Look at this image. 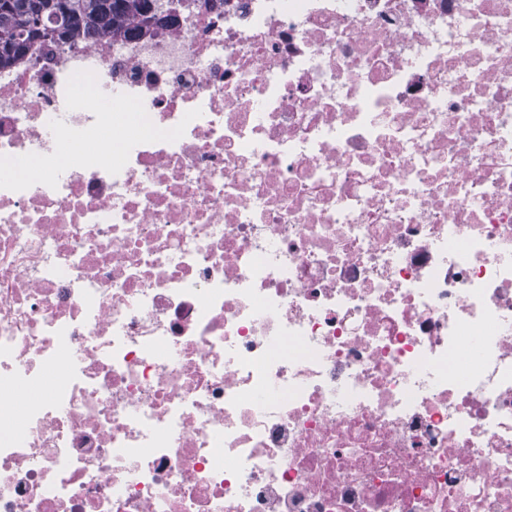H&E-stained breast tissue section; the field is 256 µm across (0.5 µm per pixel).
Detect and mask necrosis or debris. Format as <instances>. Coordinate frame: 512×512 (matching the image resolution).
Returning <instances> with one entry per match:
<instances>
[{
    "label": "necrosis or debris",
    "mask_w": 512,
    "mask_h": 512,
    "mask_svg": "<svg viewBox=\"0 0 512 512\" xmlns=\"http://www.w3.org/2000/svg\"><path fill=\"white\" fill-rule=\"evenodd\" d=\"M163 9L0 68V512H512V0Z\"/></svg>",
    "instance_id": "4bbe7bcc"
}]
</instances>
